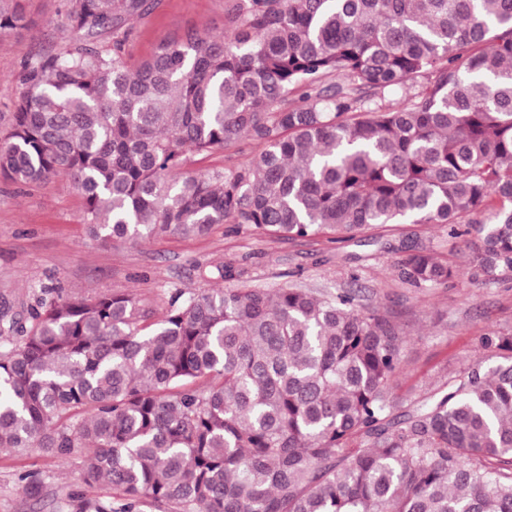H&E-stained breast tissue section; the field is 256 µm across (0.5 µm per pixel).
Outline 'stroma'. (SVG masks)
<instances>
[{"instance_id": "35a3bbf8", "label": "stroma", "mask_w": 512, "mask_h": 512, "mask_svg": "<svg viewBox=\"0 0 512 512\" xmlns=\"http://www.w3.org/2000/svg\"><path fill=\"white\" fill-rule=\"evenodd\" d=\"M233 0H160L140 19L126 49L133 60L150 57L162 39L192 28L214 35L229 31ZM27 30L0 35V136L7 133L28 57L53 51L72 37L64 0H26ZM259 145L250 139L208 154H188L191 170L213 171L247 162ZM79 193L63 177L37 185L0 178V307L19 311L31 291L55 285L69 295L131 294L146 307L164 310L173 291L212 287L215 266L233 269V288H314L336 294L360 289L368 304L386 312L405 344L397 393L415 398L445 376L476 361L495 365L487 334L512 330V277L490 279L469 263L466 237L449 236L437 224L403 221L367 231V244L333 242L321 236L288 240L217 224L204 236H164L139 245L103 247L83 222ZM414 240L437 256L464 266L445 286L404 283L397 265L400 241ZM38 467L50 488L82 480L77 458L66 463L0 453V512H20L16 476Z\"/></svg>"}]
</instances>
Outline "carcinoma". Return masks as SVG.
<instances>
[{"label": "carcinoma", "mask_w": 512, "mask_h": 512, "mask_svg": "<svg viewBox=\"0 0 512 512\" xmlns=\"http://www.w3.org/2000/svg\"><path fill=\"white\" fill-rule=\"evenodd\" d=\"M157 4L66 0L74 42L25 61L1 177H66L103 246L215 224L351 241L409 220L473 236L471 263L512 275V0H235L231 36L190 29L132 63ZM24 28L22 0H0V33ZM243 137L248 162L185 170ZM396 250L412 286L460 276ZM27 312L0 310V451L84 449L81 484L17 475L30 508L512 512V332L484 337L503 362L405 406L404 337L353 290H177L157 313L43 287Z\"/></svg>", "instance_id": "cac0c4a2"}]
</instances>
